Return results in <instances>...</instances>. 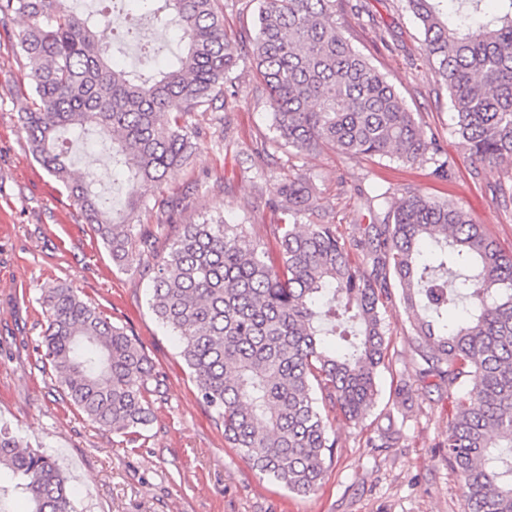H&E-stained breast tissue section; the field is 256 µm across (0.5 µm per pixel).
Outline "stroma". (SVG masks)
<instances>
[{"label":"stroma","instance_id":"stroma-1","mask_svg":"<svg viewBox=\"0 0 512 512\" xmlns=\"http://www.w3.org/2000/svg\"><path fill=\"white\" fill-rule=\"evenodd\" d=\"M338 25L354 31L357 48L401 93L422 128L434 132L452 169L434 176L431 163L403 167L383 159L311 154L297 166L319 190V202L341 233L355 232L367 210L359 196L370 185L412 187L448 198L469 210L490 234L512 249V220L492 204L488 185L498 169L472 170L451 134L446 91L424 58L422 35L400 0H367L357 13L338 12ZM19 24L0 28V426L41 446L64 470L78 512H466V488L451 467L442 442L451 426L448 393L417 380L419 360L405 331L402 307L390 308V368L370 414L357 422L336 420L341 446L322 487L302 496L251 468L224 441L222 428L205 409L176 342L148 308L151 280L139 264L119 267L86 224L66 190L33 158L20 119L16 90L28 82L15 55ZM180 35L144 23L140 39L124 44L121 63L149 71L176 50ZM238 95L227 97L229 134L205 129L190 165L171 173L164 194L184 199V224L223 212L232 224H252L265 243L273 213L264 202L284 174L286 156L256 155V140L271 136L267 100L256 89L252 59L242 56ZM75 169L94 167L99 189L113 203L124 200L122 179L106 152L90 138L65 145ZM222 180L224 191L210 185ZM64 282L136 337L164 378L163 396L153 398L154 420L136 442L97 429L71 406L43 368L36 345L45 329L42 289ZM407 380L406 405L394 409V389ZM395 419L396 447L377 448V425Z\"/></svg>","mask_w":512,"mask_h":512}]
</instances>
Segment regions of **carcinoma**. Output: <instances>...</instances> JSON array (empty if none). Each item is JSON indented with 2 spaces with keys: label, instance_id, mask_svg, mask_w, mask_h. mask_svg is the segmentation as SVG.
<instances>
[{
  "label": "carcinoma",
  "instance_id": "cac0c4a2",
  "mask_svg": "<svg viewBox=\"0 0 512 512\" xmlns=\"http://www.w3.org/2000/svg\"><path fill=\"white\" fill-rule=\"evenodd\" d=\"M63 0H0V24L25 21L17 53L30 86L17 95L33 157L66 189L119 265L152 259L150 309L176 337L202 403L224 441L252 468L308 495L340 447L330 417L363 418L388 359L385 313L402 305L421 363L416 376L448 387L444 447L467 489V512H512V251L462 206L416 189L359 190L370 222L344 236L321 220L306 175L274 184L273 258L246 224L218 214L181 224L158 251L134 215L169 207L147 195L189 164L201 123L224 126V88L239 47L250 48L271 110L275 143L291 156L438 162L387 75L336 26L350 0H256L253 34L228 32L221 0H140L142 16L181 32L180 52L151 75L112 61L95 14ZM428 63L448 92L464 158L498 167L492 201L512 214V0H403ZM91 137L122 170L124 210L106 205L98 174L72 170L59 146ZM42 357L73 407L97 428L129 436L152 422L164 379L140 343L66 283L42 294ZM378 447L399 440L377 427ZM9 470L30 512H77L56 461L0 427V472Z\"/></svg>",
  "mask_w": 512,
  "mask_h": 512
}]
</instances>
